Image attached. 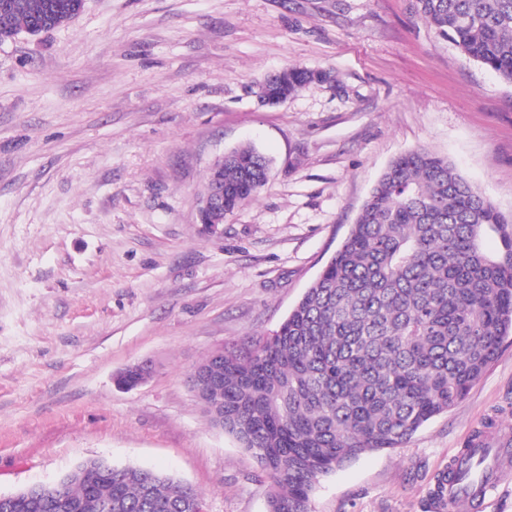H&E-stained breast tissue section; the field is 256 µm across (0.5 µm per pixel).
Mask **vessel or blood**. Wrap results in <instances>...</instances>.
Segmentation results:
<instances>
[{"instance_id": "vessel-or-blood-1", "label": "vessel or blood", "mask_w": 512, "mask_h": 512, "mask_svg": "<svg viewBox=\"0 0 512 512\" xmlns=\"http://www.w3.org/2000/svg\"><path fill=\"white\" fill-rule=\"evenodd\" d=\"M468 452L481 459L484 474L471 481L458 477L460 458H453L448 464V485L446 501L433 504L432 512H443L446 503L458 504L462 512H482L487 495L499 486L512 482V437L474 436L469 442Z\"/></svg>"}]
</instances>
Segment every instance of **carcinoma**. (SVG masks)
Wrapping results in <instances>:
<instances>
[{
    "instance_id": "cac0c4a2",
    "label": "carcinoma",
    "mask_w": 512,
    "mask_h": 512,
    "mask_svg": "<svg viewBox=\"0 0 512 512\" xmlns=\"http://www.w3.org/2000/svg\"><path fill=\"white\" fill-rule=\"evenodd\" d=\"M84 0H0V42L73 21ZM436 36L512 82V0H415ZM326 79L297 66L266 76L268 97ZM269 159L225 153L224 213L265 185ZM499 234L486 254L481 239ZM512 334V214L499 211L448 159L407 151L384 169L326 267L271 335L202 364L209 420L258 459L271 481L268 512H311L320 479L359 458L400 448L462 400ZM112 495V512H195L190 485L149 468L100 467L72 483L71 512Z\"/></svg>"
}]
</instances>
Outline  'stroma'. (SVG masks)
I'll return each instance as SVG.
<instances>
[{"label":"stroma","mask_w":512,"mask_h":512,"mask_svg":"<svg viewBox=\"0 0 512 512\" xmlns=\"http://www.w3.org/2000/svg\"><path fill=\"white\" fill-rule=\"evenodd\" d=\"M289 65L331 79L261 103L252 87ZM245 144L269 179L205 230L209 169ZM417 147L512 213V84L437 39L415 0H85L0 43V493L101 457L187 482L205 512H267L261 466L187 376L272 334ZM142 361L151 375L117 388ZM486 427L512 434V336L403 447L323 477L311 510L424 512Z\"/></svg>","instance_id":"stroma-1"}]
</instances>
